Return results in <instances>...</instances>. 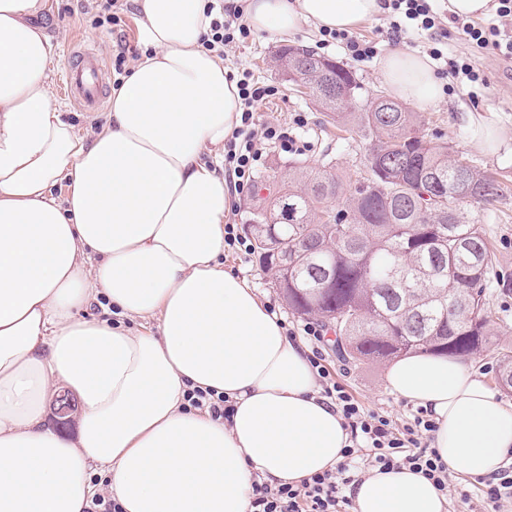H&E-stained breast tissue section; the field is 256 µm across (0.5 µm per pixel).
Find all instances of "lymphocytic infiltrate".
Instances as JSON below:
<instances>
[{
	"label": "lymphocytic infiltrate",
	"mask_w": 512,
	"mask_h": 512,
	"mask_svg": "<svg viewBox=\"0 0 512 512\" xmlns=\"http://www.w3.org/2000/svg\"><path fill=\"white\" fill-rule=\"evenodd\" d=\"M394 16L391 31L401 36L413 31L440 29L441 15L431 6V0H388ZM498 25L484 28L458 21L457 28L464 41L481 49L506 50L512 55V0H494ZM237 9L226 10L224 17L212 20L204 36L205 49L223 53L225 46L243 41L250 29L241 21ZM242 103L240 125L227 144L224 166L237 192L248 190L258 169L265 161L264 147L279 143L289 150L293 142L272 126L257 127L255 112L266 99L276 95L271 86H262L244 77L237 82ZM309 363L322 386V394L335 405L350 430V444L343 449V459L336 469L304 479L299 485L283 484L270 487L256 485L250 512H339L347 503L345 493L360 467L390 469L406 465L421 472L441 492L468 500L470 494L450 479V470L431 446L436 429L426 409L419 408L402 421H395L386 411L369 410L337 381L325 355L312 350Z\"/></svg>",
	"instance_id": "obj_1"
}]
</instances>
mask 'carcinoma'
<instances>
[{
  "label": "carcinoma",
  "mask_w": 512,
  "mask_h": 512,
  "mask_svg": "<svg viewBox=\"0 0 512 512\" xmlns=\"http://www.w3.org/2000/svg\"><path fill=\"white\" fill-rule=\"evenodd\" d=\"M273 59L295 66L310 100L365 144L355 179L343 180L332 159L315 169L291 163L279 196L253 208L262 271L288 308L332 329L345 360L484 352L494 335L492 256L477 213L498 201L496 179L422 135L424 121L403 105L363 98L346 64L290 44ZM328 82L349 96L329 95ZM496 350L512 388V348Z\"/></svg>",
  "instance_id": "cac0c4a2"
}]
</instances>
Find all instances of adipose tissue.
Masks as SVG:
<instances>
[{
  "instance_id": "ef3b65f1",
  "label": "adipose tissue",
  "mask_w": 512,
  "mask_h": 512,
  "mask_svg": "<svg viewBox=\"0 0 512 512\" xmlns=\"http://www.w3.org/2000/svg\"><path fill=\"white\" fill-rule=\"evenodd\" d=\"M211 2L136 0L145 51L87 138L51 90L53 46L29 22L42 0H0V512H84L96 468L123 512H248L254 484L297 485L342 460L350 432L305 346L221 261L231 187L203 155L231 137L241 100L201 44ZM382 11L381 0L244 5L252 29L280 40ZM380 76L421 111L443 95L422 55L390 53ZM101 296L112 318L81 317ZM384 382L429 411L451 470L488 477L512 456V405L465 363L406 356ZM60 389L81 411L72 436L44 424ZM192 389L225 395L232 419L186 411ZM351 499L352 512H449L406 466L373 468Z\"/></svg>"
}]
</instances>
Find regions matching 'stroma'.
I'll list each match as a JSON object with an SVG mask.
<instances>
[{"instance_id":"1","label":"stroma","mask_w":512,"mask_h":512,"mask_svg":"<svg viewBox=\"0 0 512 512\" xmlns=\"http://www.w3.org/2000/svg\"><path fill=\"white\" fill-rule=\"evenodd\" d=\"M87 7L86 0H46L45 9L33 17V24L43 28L52 40L56 68H63L67 58L79 50L95 52L107 65L112 64L120 53L124 54L127 64H134L144 52L136 36V8L128 7L119 12L116 22L97 28L91 24L93 16L88 13ZM388 26V17L382 15L360 25L355 33L360 38L376 42L383 55L398 48L424 55L432 46L431 37L426 33L398 44L393 43L388 35ZM446 29L448 36L443 40V49L449 58H469L486 79L488 87L475 100L470 99L464 87L457 88L453 94L444 95L436 108L426 112L422 132L429 137H441L452 147L455 155L477 170L492 174L503 189L502 198L481 212L480 222L491 246L493 271L499 280L489 294V306L500 333L498 341L512 345V59L503 58L488 49L473 47L461 39L455 24H447ZM279 45V40L254 31L246 41L224 51V63L231 73L246 69L255 80L277 88V95L260 105V122L281 124L290 135L309 144L308 150L300 154L278 148L270 150L264 165L255 175L256 190L233 194L232 207L225 221L237 225L241 230L245 229L252 209L263 197L260 185L273 181L288 164L316 166L323 159L333 158L342 172L349 173L359 168L363 158L360 141L338 132L330 117L296 93L291 83L275 67L273 54ZM489 107L497 112L504 139L503 147L495 153L474 147L469 123L471 116ZM298 114L307 119L304 127H297L293 123L294 116ZM224 267L248 278L259 299L264 304L276 306L282 317L305 323V316L289 309L279 288L262 272L258 255H225ZM325 340L329 344L327 353L338 380L366 408L387 411L398 419L409 415L411 404L397 398L384 387L385 362L342 360L332 346L333 334H326Z\"/></svg>"}]
</instances>
